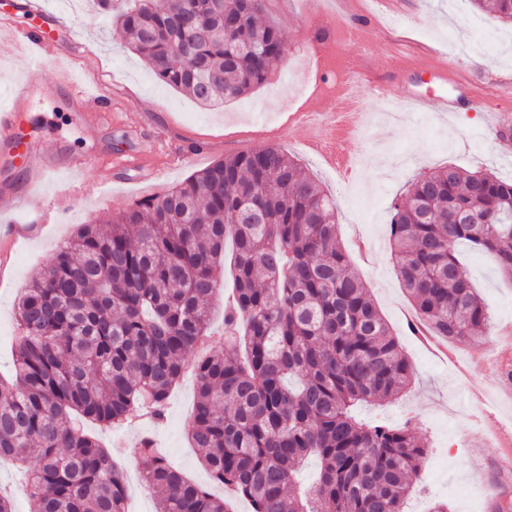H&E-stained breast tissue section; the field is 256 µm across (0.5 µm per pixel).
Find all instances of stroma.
<instances>
[{
  "mask_svg": "<svg viewBox=\"0 0 512 512\" xmlns=\"http://www.w3.org/2000/svg\"><path fill=\"white\" fill-rule=\"evenodd\" d=\"M62 23L47 37L55 46L46 56L41 78L44 98L28 110L26 131L47 150L87 157L81 191L67 195L66 223L50 224L33 239H17L0 278V372L12 366L11 346L18 333L14 300L39 274L75 225L103 224L119 209L162 193L192 173L228 155L279 147L297 158L336 201L338 234L354 270L370 290L380 313L399 342V351L415 368L411 393L391 403L358 407L367 421L392 426L412 421L427 458L412 476L407 512H428L444 500L449 512H494L491 501L508 503L512 479L502 476L497 457L502 440L484 431L485 422L512 428V406L503 401L512 379L485 363L484 342L455 344L464 377L433 357L417 340L408 318L411 306L397 279L390 247V205L415 175L454 164L469 171L490 170L512 178V153L502 151L483 113L462 109L408 112L402 122L384 118L386 107L370 86L359 94L365 108L357 128L343 132L350 178L331 169L307 144L317 138L319 117L301 119L296 111L295 78L305 74L311 52V28L301 0H271L269 20L281 29L286 50L268 80L248 95L207 107L161 83L148 65L126 46L108 13L92 0H44ZM397 32L374 41L364 66L383 58L395 97L411 95L456 99L474 86L491 109L512 115V91L498 79L512 78V24L477 10L471 0H404ZM81 74L85 84L105 82L114 99L98 124L85 128L76 108L58 85L61 69ZM112 163V184L99 188L104 161ZM469 280L482 296L492 324H512V280L494 260L456 246ZM195 403L192 382L173 391L162 423L140 421L92 430L123 473L129 512H155L156 497L141 478L137 448L151 435L170 463L186 477L210 484L198 452L188 441Z\"/></svg>",
  "mask_w": 512,
  "mask_h": 512,
  "instance_id": "obj_1",
  "label": "stroma"
}]
</instances>
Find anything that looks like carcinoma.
Listing matches in <instances>:
<instances>
[{
    "mask_svg": "<svg viewBox=\"0 0 512 512\" xmlns=\"http://www.w3.org/2000/svg\"><path fill=\"white\" fill-rule=\"evenodd\" d=\"M269 0H98L130 51L200 102L264 84L284 54ZM512 22V0H472ZM336 201L276 147L226 156L166 193L80 224L18 298L14 372L0 377V462L38 512H126L124 476L85 422L164 418L196 389L188 429L210 477L253 512H404L427 450L411 424H369L360 402L394 400L412 363L337 232ZM394 266L418 319L450 342L490 331L455 243L512 277V180L449 166L391 203ZM230 262V352L204 346ZM156 512H229L140 440ZM314 456L315 484L296 474Z\"/></svg>",
    "mask_w": 512,
    "mask_h": 512,
    "instance_id": "cac0c4a2",
    "label": "carcinoma"
}]
</instances>
